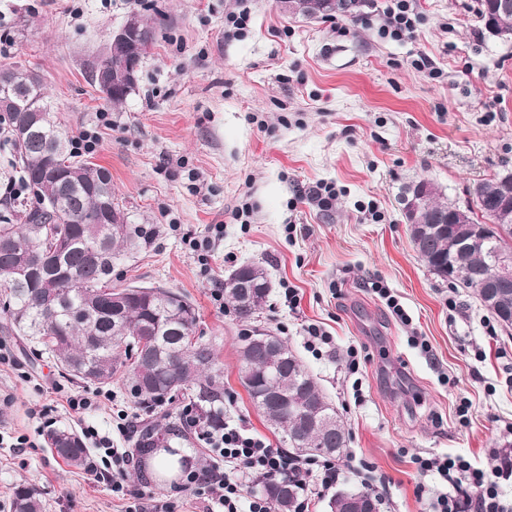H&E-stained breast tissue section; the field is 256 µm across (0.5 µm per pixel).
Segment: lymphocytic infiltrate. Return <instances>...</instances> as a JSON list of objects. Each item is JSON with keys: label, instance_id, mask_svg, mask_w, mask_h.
I'll return each mask as SVG.
<instances>
[{"label": "lymphocytic infiltrate", "instance_id": "obj_1", "mask_svg": "<svg viewBox=\"0 0 512 512\" xmlns=\"http://www.w3.org/2000/svg\"><path fill=\"white\" fill-rule=\"evenodd\" d=\"M385 22L379 28L382 37L395 41L414 38L422 22L415 0H388ZM83 436L98 453L88 464L90 470L105 468L112 472V491L128 494L125 476L133 456L114 447L112 439L95 426H87ZM216 462L205 469L188 471L184 490L203 497L205 512H272L269 500L253 493L254 485L270 479L294 478L298 481L294 512H309L315 493L335 486L343 474L333 459L315 462L272 447L263 439L244 434L241 427L225 426L207 436ZM420 473H437L447 485L432 502V512H512L499 498L500 484L461 458L416 457Z\"/></svg>", "mask_w": 512, "mask_h": 512}]
</instances>
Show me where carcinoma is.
<instances>
[{
    "mask_svg": "<svg viewBox=\"0 0 512 512\" xmlns=\"http://www.w3.org/2000/svg\"><path fill=\"white\" fill-rule=\"evenodd\" d=\"M365 0H340L333 12L299 13L310 19L331 16L355 18ZM484 24L494 23L505 38L512 37V11L490 12L486 0H479ZM15 77L8 86L15 107L3 112L21 164L23 180L32 188L36 206L27 210L22 224H0V312L12 327L34 344V350L55 358L70 378L107 385L122 381L133 404L146 419L137 429L136 449L147 451L175 432L167 423L169 412L157 408L172 404L178 394L190 395L212 431L224 429V364L214 344L196 334L197 311L184 296L160 286H128L132 292L122 305L112 303V262L125 250L149 242L140 224L125 221L101 223L100 197L112 193L110 172L101 166L74 159L71 140L55 119L50 97L42 82L27 83L26 71L9 68ZM36 112L39 123L24 138L15 136L17 117ZM495 183L479 188L476 206L460 209L465 219L478 208L487 218L485 207ZM450 203L428 183L427 202L418 222L434 226L438 213ZM419 258L437 277L448 279V234H435L413 243ZM26 256L31 264L51 254L55 264L39 279L9 278V270ZM494 266L486 262L475 275L457 278L479 300H484L482 283L492 279ZM224 295L241 322H250L266 305L268 293L260 291L246 303L237 301L232 286L224 283ZM261 335L255 331L240 338L239 379L252 403L268 426L288 441V447L313 456L341 457L349 433L336 407L327 399L313 375L287 342L276 337L272 349L252 351L248 343ZM283 397L293 408L308 404L321 407L326 424L306 428L286 408L270 404L267 397ZM47 444L56 457L81 466L87 450L81 436L69 428L47 433ZM296 492L294 481L281 479L262 485V493L276 512H292ZM13 512H44L39 493L19 483L12 500Z\"/></svg>",
    "mask_w": 512,
    "mask_h": 512,
    "instance_id": "cac0c4a2",
    "label": "carcinoma"
}]
</instances>
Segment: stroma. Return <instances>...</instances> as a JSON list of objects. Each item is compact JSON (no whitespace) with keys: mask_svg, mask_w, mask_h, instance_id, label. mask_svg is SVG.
Returning <instances> with one entry per match:
<instances>
[{"mask_svg":"<svg viewBox=\"0 0 512 512\" xmlns=\"http://www.w3.org/2000/svg\"><path fill=\"white\" fill-rule=\"evenodd\" d=\"M423 21L415 39L381 38L384 0H367L371 23L307 19L277 0H248L245 34L225 38L224 16L237 0H0V66L33 71L69 135L99 136L88 162L112 175V190L132 224L154 234L122 253L112 284L162 286L186 296L199 329L224 363V415L271 446L267 427L239 382V338L250 330L285 339L317 377L350 434L354 470L337 488L380 483L379 512H429L442 488L421 475L415 456H462L486 470L512 445V331L471 290L432 274L415 252L400 198L428 179L450 201L470 202L472 186L512 170V41L492 36L478 0H416ZM156 28L135 91L107 104L92 64L130 12ZM428 55L432 79L412 65ZM334 186L331 208L303 192ZM248 207L247 222L235 216ZM380 212V220L368 215ZM224 232L208 249L189 242ZM265 268L269 302L254 323L215 300L244 264ZM389 288L412 319L394 318L377 294ZM301 301L289 310L285 288ZM331 336L320 352L306 345L308 325ZM430 346L421 351L411 333ZM0 342L13 361L0 365V512L14 487L35 488L46 512H126L110 484L54 457L44 433L84 425L134 448L117 419L69 412L64 393L77 384L53 360L34 357L0 317ZM358 350L359 371L337 359ZM470 403L468 425L457 407ZM29 448L15 451L17 438ZM130 486L168 502L172 512H203L181 491V477L159 480L135 455ZM424 495H417V484Z\"/></svg>","mask_w":512,"mask_h":512,"instance_id":"stroma-1","label":"stroma"}]
</instances>
